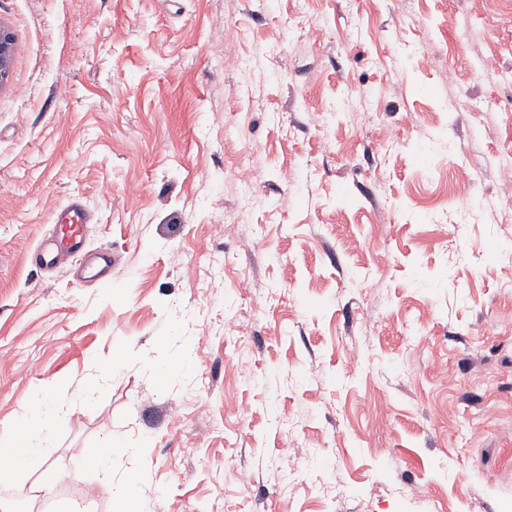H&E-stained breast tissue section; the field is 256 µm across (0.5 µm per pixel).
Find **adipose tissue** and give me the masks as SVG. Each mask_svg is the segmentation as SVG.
<instances>
[{"mask_svg":"<svg viewBox=\"0 0 512 512\" xmlns=\"http://www.w3.org/2000/svg\"><path fill=\"white\" fill-rule=\"evenodd\" d=\"M69 408L58 402L33 406L20 428L0 434V479L38 474L40 483L52 476L43 451L54 442L56 429L66 422Z\"/></svg>","mask_w":512,"mask_h":512,"instance_id":"adipose-tissue-1","label":"adipose tissue"}]
</instances>
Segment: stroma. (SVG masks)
<instances>
[{
    "mask_svg": "<svg viewBox=\"0 0 512 512\" xmlns=\"http://www.w3.org/2000/svg\"><path fill=\"white\" fill-rule=\"evenodd\" d=\"M510 17L0 0V430L94 383L48 451L80 481L71 507L111 512L105 486L136 472L149 512H512V214L471 203L512 156V85L475 67L512 71ZM73 195L111 289L31 260ZM110 441L111 470H85ZM15 63L13 35L8 28L0 25V86L7 82Z\"/></svg>",
    "mask_w": 512,
    "mask_h": 512,
    "instance_id": "35a3bbf8",
    "label": "stroma"
}]
</instances>
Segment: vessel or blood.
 Instances as JSON below:
<instances>
[{"label":"vessel or blood","mask_w":512,"mask_h":512,"mask_svg":"<svg viewBox=\"0 0 512 512\" xmlns=\"http://www.w3.org/2000/svg\"><path fill=\"white\" fill-rule=\"evenodd\" d=\"M93 221V214L80 197H70L64 204L55 207L50 216L53 232L35 251V264L45 269H58L65 267L71 258L78 257L82 260V274L91 279L96 287H111L110 249L91 251L87 248V226Z\"/></svg>","instance_id":"obj_1"}]
</instances>
